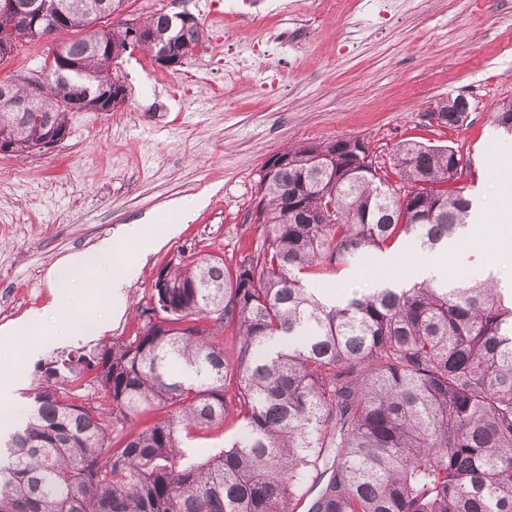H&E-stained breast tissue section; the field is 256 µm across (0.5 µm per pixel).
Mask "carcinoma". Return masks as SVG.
I'll return each instance as SVG.
<instances>
[{
  "mask_svg": "<svg viewBox=\"0 0 512 512\" xmlns=\"http://www.w3.org/2000/svg\"><path fill=\"white\" fill-rule=\"evenodd\" d=\"M59 45L77 69L43 59L36 110L69 132V104L102 89L125 93L120 71L91 49L156 54L154 36L207 50L204 29L169 26L159 11L95 28L93 0H64ZM0 61L22 42L0 9ZM48 132L0 99V143L42 151ZM322 151L332 177L308 165ZM360 139L302 142L259 181L260 234L235 265L203 254L155 276L134 336L48 366L32 401L0 422V512H512V292L490 281L376 288L332 303L301 275L338 269L402 239L448 246L466 227L450 146L404 143L393 173ZM332 212V221L323 214ZM234 339L228 357L224 335ZM235 384L234 394L228 385ZM88 386L75 400L72 385ZM161 407L149 424L141 414ZM241 433L201 461L183 436L227 419Z\"/></svg>",
  "mask_w": 512,
  "mask_h": 512,
  "instance_id": "carcinoma-1",
  "label": "carcinoma"
}]
</instances>
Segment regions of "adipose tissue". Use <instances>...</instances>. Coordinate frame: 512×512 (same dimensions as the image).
I'll list each match as a JSON object with an SVG mask.
<instances>
[{
	"mask_svg": "<svg viewBox=\"0 0 512 512\" xmlns=\"http://www.w3.org/2000/svg\"><path fill=\"white\" fill-rule=\"evenodd\" d=\"M199 205L195 198L180 200L172 208L174 220L160 227L137 220L117 225L88 248L52 266L46 276L51 300L45 310L34 311L30 320L37 323L49 314L56 326L50 340L32 339L21 350V357L32 362L47 344L62 345L108 331L114 317L123 313L127 290L141 275L148 257L180 234Z\"/></svg>",
	"mask_w": 512,
	"mask_h": 512,
	"instance_id": "1",
	"label": "adipose tissue"
}]
</instances>
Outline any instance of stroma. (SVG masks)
Segmentation results:
<instances>
[{"mask_svg": "<svg viewBox=\"0 0 512 512\" xmlns=\"http://www.w3.org/2000/svg\"><path fill=\"white\" fill-rule=\"evenodd\" d=\"M159 10L192 16L210 50L184 68L161 67L139 49L124 54L122 106L75 113L69 137L30 158L0 155V325H26L49 300L50 267L116 225L165 214L181 198L206 204L149 259L105 335L22 363L16 376L24 390L68 353L133 336L163 265L193 253L229 264L242 257L259 236L260 171L288 146L357 137L383 167L407 140L451 146L466 164L461 185L474 202L473 235L495 221L494 184L512 186V139L493 123L496 106L512 99V0H397L373 12L362 0H126L122 16L141 20ZM284 12L300 19L303 49H278L227 76L217 57L262 39ZM68 38L21 43L0 62V79L34 75L52 43ZM458 95L470 103L463 125L430 120L443 99ZM476 255L500 269L498 285L511 291L512 254L489 236L479 250L453 252L448 284L464 281ZM424 257L408 247L370 253L305 284L335 302L409 281Z\"/></svg>", "mask_w": 512, "mask_h": 512, "instance_id": "35a3bbf8", "label": "stroma"}]
</instances>
